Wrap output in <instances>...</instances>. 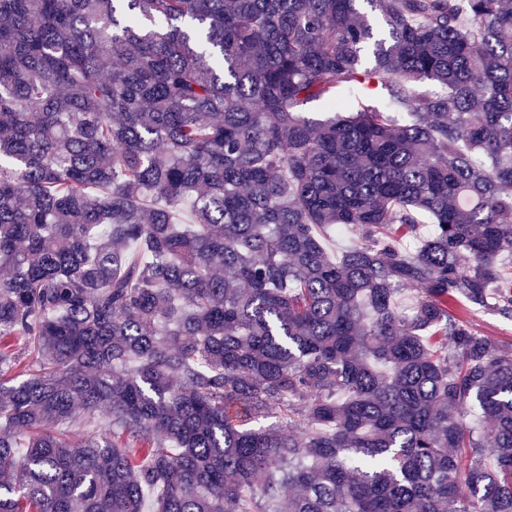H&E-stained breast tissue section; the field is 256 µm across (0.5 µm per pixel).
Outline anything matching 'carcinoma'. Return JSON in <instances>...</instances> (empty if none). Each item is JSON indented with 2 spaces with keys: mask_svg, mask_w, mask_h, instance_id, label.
Wrapping results in <instances>:
<instances>
[{
  "mask_svg": "<svg viewBox=\"0 0 512 512\" xmlns=\"http://www.w3.org/2000/svg\"><path fill=\"white\" fill-rule=\"evenodd\" d=\"M509 259L505 0H0V512H512ZM472 328L485 336H494L512 348V319L493 311H480L467 315Z\"/></svg>",
  "mask_w": 512,
  "mask_h": 512,
  "instance_id": "obj_1",
  "label": "carcinoma"
}]
</instances>
